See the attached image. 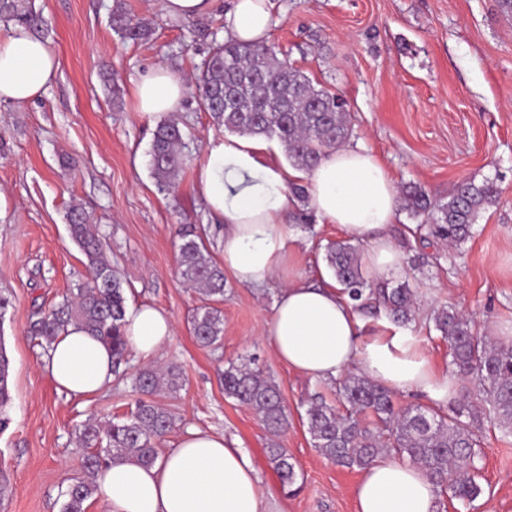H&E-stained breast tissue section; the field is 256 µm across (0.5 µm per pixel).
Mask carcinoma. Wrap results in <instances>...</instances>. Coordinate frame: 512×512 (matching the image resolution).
Instances as JSON below:
<instances>
[{
	"label": "carcinoma",
	"instance_id": "carcinoma-1",
	"mask_svg": "<svg viewBox=\"0 0 512 512\" xmlns=\"http://www.w3.org/2000/svg\"><path fill=\"white\" fill-rule=\"evenodd\" d=\"M0 23L6 28L21 26L35 36L45 32L31 0H0ZM111 24L124 40L143 41L151 33L148 24L135 22L119 10L112 12ZM193 86L199 107L217 126L231 134L278 140L290 165L306 173L352 134L344 98L315 85L265 44L212 41L207 56L196 65ZM184 148L176 122L158 124L149 155L159 190L170 191L177 184L186 165ZM499 199V189L490 180L461 182L446 200L430 198L415 184L405 186L401 197L403 209L417 221L415 234L421 240L450 245L467 241L482 214L497 206ZM68 224L72 240L87 259L88 282L41 315L31 330L50 348L69 325L80 324L112 348L117 372L128 350L123 331L124 289L84 209L71 208ZM179 237L181 279L207 297H224V268L202 237L188 228L181 229ZM324 252L333 278L359 312L382 311L395 324L416 321V294L410 279L431 257L415 255L408 259L401 277L376 280L365 272L361 253L350 240L330 241ZM430 322L448 342V375L463 383L448 412L399 407L395 391L349 372L336 379L335 401L320 395L312 399L306 412L308 430L314 447L337 466L364 470L380 455L407 458L426 469L438 490L448 491L451 498L467 506L482 492L476 465L482 419L512 433V341L479 334L471 319L450 306L435 311ZM192 332L200 346L218 345L224 332L221 311L201 307L193 318ZM223 382L224 395L254 410L271 435H279L288 426L280 388L260 368L231 363L224 368ZM181 386L182 372L175 365L161 371L145 369L134 379L141 398L130 417L106 423L93 419L82 426V443L94 452L83 461L87 479L69 487L62 512H86L85 502L95 491L96 472L113 460L154 463L157 444L175 425L174 416L157 398ZM10 401V361L0 343V431L9 425ZM268 459L282 486L292 489L298 473L288 449L276 444L268 449Z\"/></svg>",
	"mask_w": 512,
	"mask_h": 512
}]
</instances>
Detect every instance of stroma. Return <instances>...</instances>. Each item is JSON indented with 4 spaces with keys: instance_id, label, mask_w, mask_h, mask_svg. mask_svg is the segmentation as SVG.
Returning a JSON list of instances; mask_svg holds the SVG:
<instances>
[{
    "instance_id": "35a3bbf8",
    "label": "stroma",
    "mask_w": 512,
    "mask_h": 512,
    "mask_svg": "<svg viewBox=\"0 0 512 512\" xmlns=\"http://www.w3.org/2000/svg\"><path fill=\"white\" fill-rule=\"evenodd\" d=\"M227 2L219 0L207 17L176 20L160 0H34L60 69L42 98L0 103V293L12 300L0 319L11 389V423L0 432V476L7 479L0 512H62L69 484L83 474L82 425L130 413L138 372L172 363L183 371V386L162 399L175 426L161 449L191 428L221 433L249 453L268 512H356L361 471L325 459L307 430L308 403L318 393L333 400V388L289 370L261 335L282 281L328 275L324 247L342 231L300 211L293 254L269 286H245L225 274L217 304L223 339L203 348L191 321L208 299L179 276L176 230L195 225L218 260L224 230L195 187L204 143L217 131L195 96L176 115L191 165L167 194L151 174L157 122L136 112L135 84L153 67L189 75L211 35H223ZM272 3L269 45L347 100L350 144L378 157L395 186L413 183L434 199L467 180L488 179L500 190L473 236L453 248L432 243L439 264L416 274L418 321L407 332L445 368L448 345L424 325L433 308L452 306L483 333L512 322V15L499 0ZM116 8L150 23L152 36L121 39L109 24ZM75 205L92 216L127 303L157 306L175 322L157 356L128 355L123 375L84 398L56 388L46 370L49 350L30 334L42 312L87 281L86 258L69 233ZM249 359L280 387L289 422L279 442L301 474L296 493L283 489L268 461L257 414L224 396L225 367ZM478 466L483 492L464 512H512V435L484 424Z\"/></svg>"
}]
</instances>
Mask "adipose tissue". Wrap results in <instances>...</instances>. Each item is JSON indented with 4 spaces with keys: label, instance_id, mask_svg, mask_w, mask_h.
<instances>
[{
    "label": "adipose tissue",
    "instance_id": "adipose-tissue-1",
    "mask_svg": "<svg viewBox=\"0 0 512 512\" xmlns=\"http://www.w3.org/2000/svg\"><path fill=\"white\" fill-rule=\"evenodd\" d=\"M270 0H232L224 13V37L266 42ZM59 60L48 42L14 27L0 38V102L40 98L55 81ZM186 80L168 68H152L135 85L136 109L155 118L181 111ZM266 146L247 136L209 137L195 185L213 219L223 224L224 263L241 284L266 286L285 265L289 226L311 209L350 240L367 243L364 262L374 278L399 276L404 257L388 231L400 206L394 182L367 149L348 145L329 152L306 176L307 198L289 188L298 174L264 160ZM128 345L139 356L159 352L175 334L173 318L149 305L129 306ZM276 358L313 380L356 371L397 391L445 403L456 395L447 374L423 355L412 336L394 327L364 335L360 315L335 282L292 280L281 287L262 331ZM48 371L59 390L74 396L101 392L114 376L112 351L82 326L67 328L50 350ZM98 498L110 512H264L265 498L249 454L222 434L189 430L175 448L149 466L125 458L95 477ZM358 512H437L427 471L391 456L378 457L356 487Z\"/></svg>",
    "mask_w": 512,
    "mask_h": 512
}]
</instances>
